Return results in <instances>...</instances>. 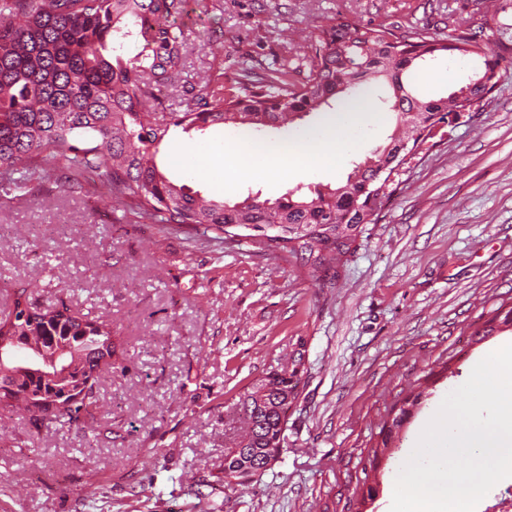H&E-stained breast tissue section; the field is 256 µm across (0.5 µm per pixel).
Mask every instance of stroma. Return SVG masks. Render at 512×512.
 Wrapping results in <instances>:
<instances>
[{
	"instance_id": "35a3bbf8",
	"label": "stroma",
	"mask_w": 512,
	"mask_h": 512,
	"mask_svg": "<svg viewBox=\"0 0 512 512\" xmlns=\"http://www.w3.org/2000/svg\"><path fill=\"white\" fill-rule=\"evenodd\" d=\"M473 0H189L181 86L161 97L159 119L185 110L186 84L205 72L231 83L241 62L286 56L279 34L336 16L359 26L415 25L429 35L466 27ZM223 42L212 51L210 41ZM477 61L415 69L416 95L443 96ZM350 134L342 161L306 173L239 181L194 168L228 140L281 145L285 131L219 125L174 128L157 162L211 198H276L346 179L385 146L396 115ZM62 166L30 190L0 196V320L17 295L58 301L112 324L119 346L101 378L93 416L34 423L0 408V512H347L362 469L396 415L393 453L376 471L363 512H388L394 482L432 406L469 377L512 330L472 333L512 302V68L487 101L418 144L390 178L393 195L365 225L335 287L298 277L246 235L167 228L117 202L99 175L72 188ZM305 342L301 394L279 458L243 486L224 483V451L238 402Z\"/></svg>"
}]
</instances>
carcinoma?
I'll list each match as a JSON object with an SVG mask.
<instances>
[{
  "label": "carcinoma",
  "instance_id": "carcinoma-1",
  "mask_svg": "<svg viewBox=\"0 0 512 512\" xmlns=\"http://www.w3.org/2000/svg\"><path fill=\"white\" fill-rule=\"evenodd\" d=\"M184 0H0V192H22L41 179L47 166L62 163L79 174L105 169L115 198L130 197L140 213L164 224L224 233L228 224L248 225L261 251H279L303 276L336 287L338 268L377 213L367 206L383 174L401 162L399 147L417 143L427 130L491 94L501 70L512 67V44L500 37L493 0H476L480 24L432 37L414 27L364 28L340 18L315 27V45L303 54L306 77L297 82L291 60L258 73L243 66L228 86L208 76L191 85L183 112L157 121L150 108L157 92L178 84L188 49L185 30L169 21ZM133 38L141 50L125 60L106 54L114 39ZM483 59L474 77L445 97L409 92L403 75L416 63L446 53ZM385 79L392 91L373 96L371 84ZM377 99L397 114L390 142L354 165L347 178L309 194L296 187L271 199L229 203L208 199L167 177L156 163L170 128L251 125L287 129L312 112H348ZM16 317L0 323V341L10 359L0 373L21 376L37 421L70 423L92 414L96 392L72 400L70 387L97 382L112 369L116 346L105 320L62 318L63 304L32 315L21 298ZM512 328V306L497 309L472 333L475 342L499 326ZM42 347L43 361L35 354ZM301 378L271 375L259 380L239 403L240 422L250 425L239 464L262 463L263 449L280 433L277 407L300 396Z\"/></svg>",
  "mask_w": 512,
  "mask_h": 512
}]
</instances>
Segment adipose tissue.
<instances>
[{
	"label": "adipose tissue",
	"instance_id": "1",
	"mask_svg": "<svg viewBox=\"0 0 512 512\" xmlns=\"http://www.w3.org/2000/svg\"><path fill=\"white\" fill-rule=\"evenodd\" d=\"M368 118L369 115L365 112L334 113L328 115L313 135L288 142L284 146L228 142L225 143L224 152L218 159L201 160L197 173L201 176L207 175L213 163L217 162L222 164L224 180L229 183L257 174L276 178L302 170L314 161L334 165L338 163L343 150L340 132L362 124Z\"/></svg>",
	"mask_w": 512,
	"mask_h": 512
}]
</instances>
